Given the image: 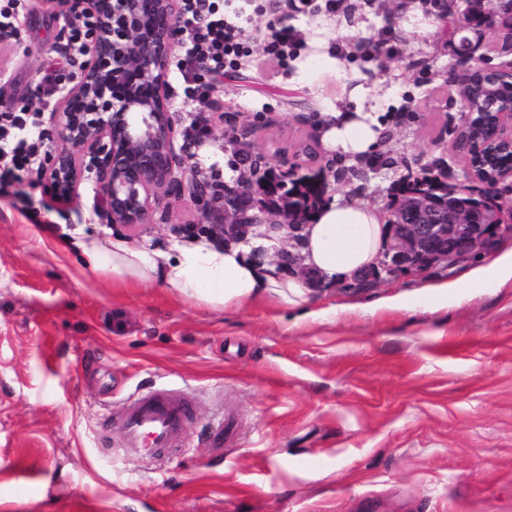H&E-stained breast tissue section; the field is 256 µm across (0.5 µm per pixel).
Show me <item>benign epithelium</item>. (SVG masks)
<instances>
[{"label":"benign epithelium","instance_id":"obj_1","mask_svg":"<svg viewBox=\"0 0 512 512\" xmlns=\"http://www.w3.org/2000/svg\"><path fill=\"white\" fill-rule=\"evenodd\" d=\"M45 8L68 19L72 11L88 8L97 14L99 28L87 49L88 59L72 88L63 96L51 120L64 146L45 152L41 174L53 185L55 201L71 203L87 171L96 175V197L105 223L137 230L151 218V199L160 194L188 195L202 220L227 240L243 241L257 219L242 212L239 200L250 189L244 178L225 189L206 179L189 164V153L175 148L170 118L168 67L176 41L177 0H43ZM481 19L478 30L502 35L512 48V0H465L457 12V32L471 30L466 18ZM492 75L512 84V67H479L454 78L459 88ZM454 130V147L463 156V177L482 185L486 205L476 209L454 199L420 195L389 209L388 242L375 270L351 277L355 289L372 288L405 272L430 275L450 270L477 253L495 249L512 226L503 223L502 177L481 166L482 146L464 138L474 107ZM495 146L511 157L512 103L489 114ZM275 227L286 239L298 238L302 225L282 204L274 212Z\"/></svg>","mask_w":512,"mask_h":512}]
</instances>
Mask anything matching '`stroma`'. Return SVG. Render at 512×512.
Wrapping results in <instances>:
<instances>
[{"label": "stroma", "mask_w": 512, "mask_h": 512, "mask_svg": "<svg viewBox=\"0 0 512 512\" xmlns=\"http://www.w3.org/2000/svg\"><path fill=\"white\" fill-rule=\"evenodd\" d=\"M445 0H342L333 12L251 14L247 61L188 99L170 69L177 135L224 115L193 149L203 174L235 185L251 164L275 166L309 138L341 91L299 69L313 41L347 72L378 74L383 129L376 158L320 149L325 197L387 207L424 172L463 184L452 130L464 106L455 73L512 63L483 32L457 53ZM16 40L0 43V101L41 106L46 67L69 26L39 0L18 5ZM355 15L363 32L342 33ZM293 27L287 66L264 51ZM26 201L0 196V512H512V281L452 302L407 273L376 287L340 285L303 307L265 299L227 308L159 283L93 270L67 238L119 239L169 252L201 221L187 199L159 195L150 224L104 223L96 179L55 202L28 177ZM395 296L393 310L372 312ZM160 388L192 405L186 438L150 458L123 448L122 412Z\"/></svg>", "instance_id": "1"}]
</instances>
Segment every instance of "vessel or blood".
Returning <instances> with one entry per match:
<instances>
[{"instance_id": "b4317fda", "label": "vessel or blood", "mask_w": 512, "mask_h": 512, "mask_svg": "<svg viewBox=\"0 0 512 512\" xmlns=\"http://www.w3.org/2000/svg\"><path fill=\"white\" fill-rule=\"evenodd\" d=\"M189 414V401L167 389L129 400L123 423L126 452L151 457L173 447L186 435Z\"/></svg>"}]
</instances>
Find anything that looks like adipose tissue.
<instances>
[{
    "label": "adipose tissue",
    "instance_id": "adipose-tissue-1",
    "mask_svg": "<svg viewBox=\"0 0 512 512\" xmlns=\"http://www.w3.org/2000/svg\"><path fill=\"white\" fill-rule=\"evenodd\" d=\"M313 60L342 80L338 106L319 116L325 147L352 160L369 157L382 129L373 79L347 76L339 57L317 54ZM300 236V254L308 270L304 276L288 273L272 259L256 260L243 244L221 251L203 245L184 247L174 255L130 248L118 240L108 244L80 239L76 245L94 268L140 282L159 280L187 299L229 306L276 298L297 305L308 302L314 282L331 284L375 266L386 227L377 206L337 194L316 207Z\"/></svg>",
    "mask_w": 512,
    "mask_h": 512
}]
</instances>
